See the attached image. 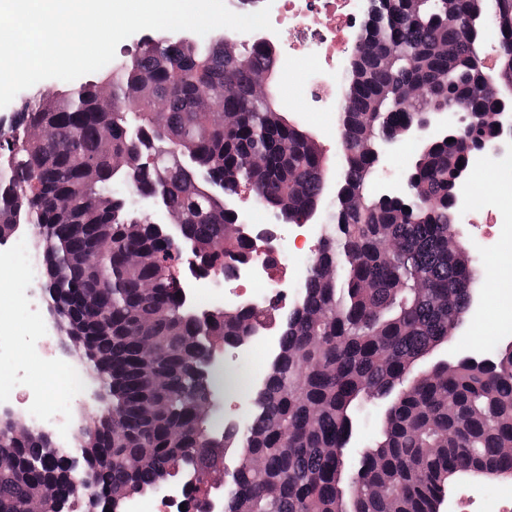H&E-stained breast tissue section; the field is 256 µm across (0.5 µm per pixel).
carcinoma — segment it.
I'll return each mask as SVG.
<instances>
[{"label": "carcinoma", "mask_w": 512, "mask_h": 512, "mask_svg": "<svg viewBox=\"0 0 512 512\" xmlns=\"http://www.w3.org/2000/svg\"><path fill=\"white\" fill-rule=\"evenodd\" d=\"M381 8V22L361 30L364 58L339 75L340 182L329 203L326 155L273 96L253 94L254 77L278 66L264 43L232 53L206 37L147 36L95 81L21 97L0 128V241L31 220L58 328L80 342L112 405L82 431L78 468L65 477L55 472L69 449L0 419V512L40 502L43 512H69L74 481L88 469L98 492L86 503L123 512L126 496L182 475L185 459L206 476L229 454L241 466L224 512H439L463 475L512 477V346L488 354L489 364L416 371L465 321L475 285L472 257L448 246L451 202L463 188L465 138L497 134V98L512 85V61L498 59L490 74L479 60L490 29L512 45V0H382ZM406 84L423 86L425 97L398 101ZM206 93L217 97L210 112L199 109ZM441 102L467 115L463 137L424 142L407 194H369L380 142ZM197 168L224 183V196L206 191ZM243 186L284 220L326 208L327 232L280 319L265 384L223 442L200 414L220 385L206 359L268 314L181 305L168 240L134 200L161 192L205 273L227 277L261 248L225 204ZM101 239L112 249L97 250ZM368 400L383 407L381 435L346 457Z\"/></svg>", "instance_id": "obj_1"}]
</instances>
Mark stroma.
Returning <instances> with one entry per match:
<instances>
[{"mask_svg": "<svg viewBox=\"0 0 512 512\" xmlns=\"http://www.w3.org/2000/svg\"><path fill=\"white\" fill-rule=\"evenodd\" d=\"M301 73L279 68L273 75L271 85L276 93L279 112L305 127L324 150L328 159L336 157V117L323 112L307 111L302 104H289L288 95L298 92ZM253 194L241 188L237 208L246 224L256 229L271 228L281 238L280 255L283 264L277 275L296 280L306 266L308 253L295 249L294 227L290 224L275 225L267 209H254ZM460 240L478 258L482 272L475 289L484 316L466 321L448 344L438 350L441 359H453L460 349H480L486 352L506 347L512 340V331L504 332L496 319L499 307L508 303L504 289H512V246L506 239L512 235V217L503 216L500 235L495 239H481V225L466 219L457 225ZM45 269L41 264H16L0 270V337L7 346L0 351V378L16 382L19 388L36 384L43 385L44 392L39 401L41 418L30 421L32 429L51 436L52 440L79 454L74 439L80 438L86 421L99 410L97 395L101 391L98 382H88L80 393L68 395L65 388L55 387L52 377L63 361L73 360V353L56 349L52 363L40 362L37 351L47 327L53 322L50 312L52 304L44 285ZM512 504V478L458 480L449 490L440 512H500L503 504Z\"/></svg>", "mask_w": 512, "mask_h": 512, "instance_id": "stroma-1", "label": "stroma"}]
</instances>
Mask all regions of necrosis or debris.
Instances as JSON below:
<instances>
[{
    "label": "necrosis or debris",
    "instance_id": "obj_1",
    "mask_svg": "<svg viewBox=\"0 0 512 512\" xmlns=\"http://www.w3.org/2000/svg\"><path fill=\"white\" fill-rule=\"evenodd\" d=\"M358 0H271L270 21L283 57L305 74L301 90L311 112H340L337 76L354 51Z\"/></svg>",
    "mask_w": 512,
    "mask_h": 512
}]
</instances>
